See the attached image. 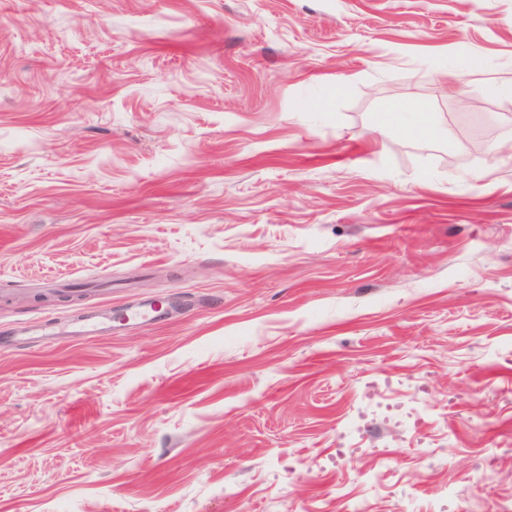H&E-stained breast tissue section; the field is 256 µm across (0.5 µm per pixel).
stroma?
Segmentation results:
<instances>
[{
	"label": "stroma",
	"instance_id": "obj_1",
	"mask_svg": "<svg viewBox=\"0 0 512 512\" xmlns=\"http://www.w3.org/2000/svg\"><path fill=\"white\" fill-rule=\"evenodd\" d=\"M466 53L512 77V0H0V512H512V99ZM421 112L423 110L417 107L398 103L391 110L389 124L407 129L420 138L432 137L435 134V128ZM164 314L163 306L155 302H148L135 308L126 309L119 319L114 321H101L96 317H89L87 322L74 331L75 336H112L128 322L150 324L158 321Z\"/></svg>",
	"mask_w": 512,
	"mask_h": 512
}]
</instances>
